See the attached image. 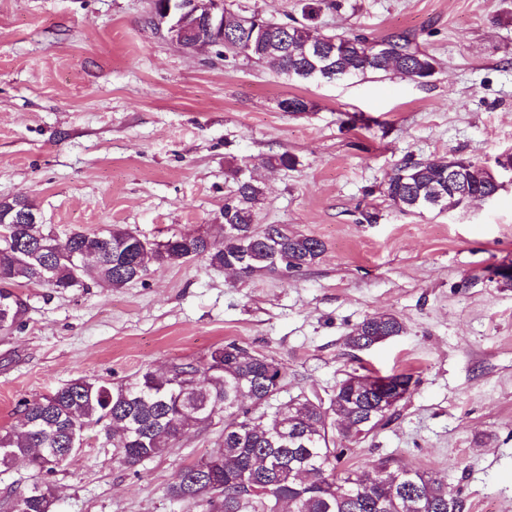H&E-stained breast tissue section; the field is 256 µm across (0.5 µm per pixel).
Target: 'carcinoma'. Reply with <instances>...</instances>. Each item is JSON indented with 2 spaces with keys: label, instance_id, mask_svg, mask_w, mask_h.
Here are the masks:
<instances>
[{
  "label": "carcinoma",
  "instance_id": "1",
  "mask_svg": "<svg viewBox=\"0 0 512 512\" xmlns=\"http://www.w3.org/2000/svg\"><path fill=\"white\" fill-rule=\"evenodd\" d=\"M288 46L273 37L251 45L244 36L224 35V49H237L259 63L272 65L290 79L307 82L312 63L303 49L311 44L310 27L302 24L283 32ZM336 72L347 77L398 73L417 75L434 60L413 46L404 33L381 42L390 58L374 54L375 41L359 35L336 36ZM448 157L407 159L383 184L382 195L400 203L403 213H422L417 199L426 200L448 182ZM233 189L224 197L216 236H172L151 243L128 228L102 232H72L58 237L46 224H0V333L21 330L28 311L22 289L47 286L59 291L86 288L88 282L122 288L137 281L131 263L142 271L151 262L182 264L197 258L222 268L238 260L242 246L251 256L241 268L251 277L265 272H299L314 265L324 252L321 240L288 231L283 224L257 223L263 190L238 167ZM27 199H0V214L32 212ZM53 244L49 260L36 255L39 246ZM405 332L393 313L372 314L346 336L357 350L387 336ZM287 370L283 363L252 353L234 343L214 347L199 365L180 363L163 375L144 369L126 383L79 377L47 395L19 401L17 421L0 433V475L31 449L42 456L31 461L41 479L18 492L5 487L3 512H53L54 487L49 477L69 460L92 426H109L113 455L128 469L170 453L191 429L224 419L218 447L208 456L183 466L167 488L168 497L187 502L200 512H462L458 496L448 490L447 475L422 472L391 457L376 460L360 472L346 466L353 447L385 425L401 401L379 407L382 397H410L418 380L411 373L389 375L352 372L339 382L329 401L298 395L279 399Z\"/></svg>",
  "mask_w": 512,
  "mask_h": 512
}]
</instances>
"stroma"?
Returning <instances> with one entry per match:
<instances>
[{
    "instance_id": "1",
    "label": "stroma",
    "mask_w": 512,
    "mask_h": 512,
    "mask_svg": "<svg viewBox=\"0 0 512 512\" xmlns=\"http://www.w3.org/2000/svg\"><path fill=\"white\" fill-rule=\"evenodd\" d=\"M320 32L405 33L439 64L429 80L305 83L241 54L186 51L145 25L150 0H0V198L33 201L58 236L120 226L149 240L220 223L229 167L263 189L261 224L320 239L296 274L250 278L204 260L150 264L111 290L27 288L23 330L0 335V429L17 404L86 377L204 363L233 341L283 362L284 397L329 398L345 374H413L397 414L349 463L391 456L447 474L464 512H512V183L465 210L403 214L380 185L407 158L484 166L512 149V0H338ZM310 102L283 111L288 97ZM290 152L295 168H271ZM392 312L404 334L368 350L344 338ZM189 430L132 471L102 427L52 478L54 512H193L166 488L209 454Z\"/></svg>"
}]
</instances>
